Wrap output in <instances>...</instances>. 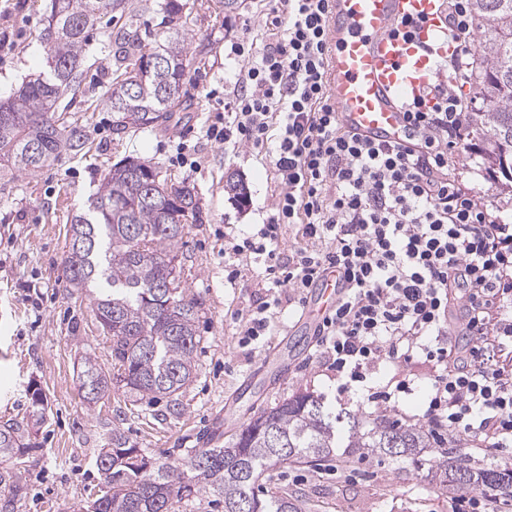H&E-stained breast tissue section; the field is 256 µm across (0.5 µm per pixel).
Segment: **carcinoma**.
Listing matches in <instances>:
<instances>
[{
    "instance_id": "cac0c4a2",
    "label": "carcinoma",
    "mask_w": 512,
    "mask_h": 512,
    "mask_svg": "<svg viewBox=\"0 0 512 512\" xmlns=\"http://www.w3.org/2000/svg\"><path fill=\"white\" fill-rule=\"evenodd\" d=\"M126 0H49L41 44L46 70L0 100V162L20 174L36 172L65 149L80 151L81 131L65 119V98L80 84L90 32ZM181 0H163L169 27L164 41L144 44L137 31L113 37L114 66L103 97L121 115L120 129H165L178 124L190 103L181 88L190 74L193 36L180 23ZM482 65L475 75L480 106L467 113L466 150L496 187V207L512 212V0H472ZM37 147L38 152L31 151ZM224 192L243 202L247 189L233 174ZM202 224L197 194L173 186L147 161L126 157L112 165L84 213L71 218L63 277L71 288H94V317L112 339V368L87 355L80 375L83 398L96 404L113 390L135 400L177 402L196 374L200 303L180 287L176 248L187 224ZM46 420L40 391L30 395L22 421L0 424V489L22 496L31 440ZM397 444L394 454L390 442ZM459 444L434 440L422 425L388 414L372 419L330 408L323 397L299 389L253 416L223 443H206L162 461L129 443L119 430L98 450L99 494L83 512H183L210 500L222 512H300L285 490L260 493L255 485L279 465L316 467L355 457L407 460L431 472L452 493L512 489V467L482 468Z\"/></svg>"
}]
</instances>
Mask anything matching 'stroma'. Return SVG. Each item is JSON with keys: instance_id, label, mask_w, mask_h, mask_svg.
<instances>
[{"instance_id": "1", "label": "stroma", "mask_w": 512, "mask_h": 512, "mask_svg": "<svg viewBox=\"0 0 512 512\" xmlns=\"http://www.w3.org/2000/svg\"><path fill=\"white\" fill-rule=\"evenodd\" d=\"M186 3L185 27L196 41L211 42L212 53L183 86L191 109L176 127L115 131L117 115L101 97L114 68L103 27L89 36L90 69L66 114L69 124L83 130L85 147L62 152L29 175L0 167V422L25 417L33 385L42 389L49 414L41 447L28 459L25 496L14 499L0 491V507L7 512H77L96 495L95 458L116 428L148 454L165 456L200 447L204 432L224 411H232L242 425L300 388L366 417L377 412L372 404L337 400L333 372L309 367L315 338L299 325L294 308L279 311L274 334L255 353L238 347L237 315L265 299L267 284L256 276L234 286L225 282V265L239 261L225 244L265 222L280 187L267 155L215 144L205 130L223 111L225 87L243 66L233 46L265 40L269 3L244 0L229 14L217 0L206 8L200 0ZM47 9L48 0H0V39L10 43L9 51H0V97L44 70L40 37ZM181 147L194 168L176 162ZM126 156L151 162L173 183L194 187L206 215L205 223L187 225L178 249L181 286L201 304L203 341L197 376L174 410L162 401L128 403L117 390L90 407L79 390L82 357L92 355L110 367L111 343L98 331L89 299L64 281L67 227L73 215L87 209L103 175ZM231 173L247 187L245 204L224 192ZM280 356L286 362L279 374L259 372L263 358ZM270 475L277 486L302 497V512H448L451 501L427 468L400 460L347 468L333 461L318 468L288 465Z\"/></svg>"}]
</instances>
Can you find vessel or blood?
Listing matches in <instances>:
<instances>
[{
	"instance_id": "vessel-or-blood-1",
	"label": "vessel or blood",
	"mask_w": 512,
	"mask_h": 512,
	"mask_svg": "<svg viewBox=\"0 0 512 512\" xmlns=\"http://www.w3.org/2000/svg\"><path fill=\"white\" fill-rule=\"evenodd\" d=\"M442 0H332L327 81L341 122L380 140L411 143L404 102L422 95L437 60L452 47L444 38ZM413 28L397 36L405 22ZM339 294L318 284L308 301L310 326L321 323Z\"/></svg>"
}]
</instances>
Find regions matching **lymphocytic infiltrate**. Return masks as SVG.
Wrapping results in <instances>:
<instances>
[{"instance_id": "f902f5d3", "label": "lymphocytic infiltrate", "mask_w": 512, "mask_h": 512, "mask_svg": "<svg viewBox=\"0 0 512 512\" xmlns=\"http://www.w3.org/2000/svg\"><path fill=\"white\" fill-rule=\"evenodd\" d=\"M272 42L240 43L246 64L206 136L271 150L280 192L266 224L234 254L259 265L269 296L239 318L238 346L254 351L272 311L304 310L312 286L335 273L342 289L317 329L318 366L336 374V395L387 412L428 366L422 420L442 438L512 454V225L493 220L448 164L466 137L471 105L434 82L432 106L408 103L412 147L346 129L326 79L330 0H273ZM455 51L444 63L457 86L481 61L470 0H445ZM301 240L283 248V229ZM390 364V384L374 370Z\"/></svg>"}]
</instances>
